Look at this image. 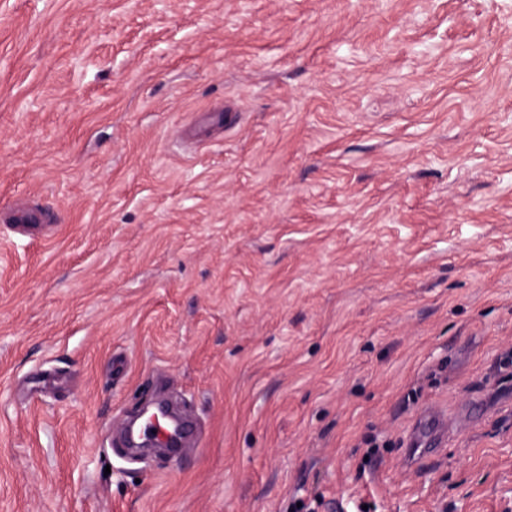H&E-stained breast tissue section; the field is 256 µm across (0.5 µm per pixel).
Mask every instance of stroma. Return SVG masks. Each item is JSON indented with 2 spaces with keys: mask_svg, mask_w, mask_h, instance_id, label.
Here are the masks:
<instances>
[{
  "mask_svg": "<svg viewBox=\"0 0 512 512\" xmlns=\"http://www.w3.org/2000/svg\"><path fill=\"white\" fill-rule=\"evenodd\" d=\"M511 348L512 0H0V512H512ZM446 414L437 409H429L420 416L409 430L407 455L409 462H416L423 455L439 446L444 438ZM161 416L166 419V422L163 425L158 422L157 432L154 438L163 446L169 444L171 438H175V443L180 446L184 441L182 424L179 420L168 418L165 414Z\"/></svg>",
  "mask_w": 512,
  "mask_h": 512,
  "instance_id": "stroma-1",
  "label": "stroma"
}]
</instances>
